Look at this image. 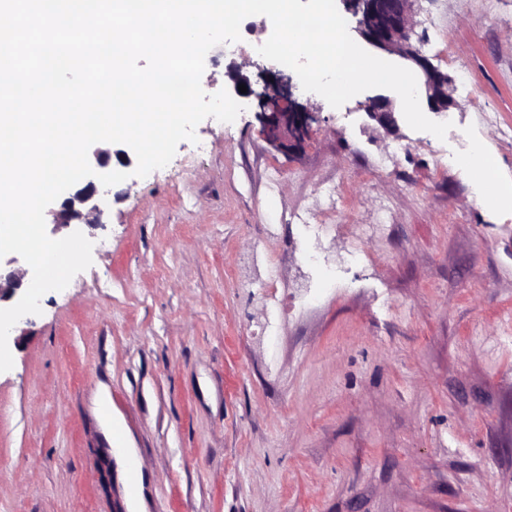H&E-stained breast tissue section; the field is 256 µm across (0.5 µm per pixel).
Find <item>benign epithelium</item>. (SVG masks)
<instances>
[{
    "label": "benign epithelium",
    "instance_id": "7a95c632",
    "mask_svg": "<svg viewBox=\"0 0 512 512\" xmlns=\"http://www.w3.org/2000/svg\"><path fill=\"white\" fill-rule=\"evenodd\" d=\"M346 11L355 18V31L372 48L394 54L404 60L424 78L428 108L436 113L447 112L455 106L448 93L449 79L433 66L412 42L414 0H342ZM234 86L246 85L247 95L259 101V119L271 144L282 151L294 152L304 148L314 113L299 102L293 94L292 77L280 71L260 69L262 90L255 91L249 80L241 74V67L229 71ZM367 115L386 129L396 126L397 119L389 96L377 94L368 99ZM95 162L107 168L112 161L121 166L131 164L125 151L112 153L95 150ZM99 190L89 181L65 197L58 210L53 212L54 225L68 226L79 223H100ZM23 274L12 270L0 273V301L12 298L22 289Z\"/></svg>",
    "mask_w": 512,
    "mask_h": 512
}]
</instances>
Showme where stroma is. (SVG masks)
<instances>
[{"label": "stroma", "instance_id": "stroma-1", "mask_svg": "<svg viewBox=\"0 0 512 512\" xmlns=\"http://www.w3.org/2000/svg\"><path fill=\"white\" fill-rule=\"evenodd\" d=\"M414 9V42L458 96L445 139L380 127L367 93L336 109L298 85L316 120L285 153L247 66L233 123L204 119L167 166L102 189L92 265L8 338L0 512H512V205L446 165L479 140L512 181V138L484 120L512 126V0ZM330 180L338 223L387 231L365 246L374 264L322 290L285 216L319 210ZM267 224L288 259L270 341L245 260Z\"/></svg>", "mask_w": 512, "mask_h": 512}]
</instances>
